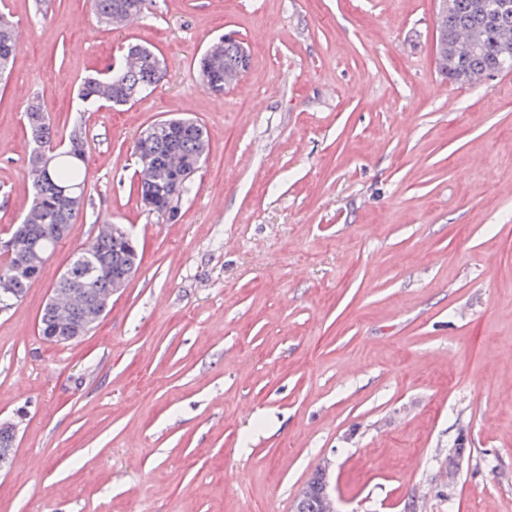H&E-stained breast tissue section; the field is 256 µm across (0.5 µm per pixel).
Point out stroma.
I'll list each match as a JSON object with an SVG mask.
<instances>
[{"instance_id": "35a3bbf8", "label": "stroma", "mask_w": 512, "mask_h": 512, "mask_svg": "<svg viewBox=\"0 0 512 512\" xmlns=\"http://www.w3.org/2000/svg\"><path fill=\"white\" fill-rule=\"evenodd\" d=\"M436 0H147L114 30L90 0H0V233L30 206L24 109L54 132L128 43L146 98L87 113L82 224L0 312V512H294L330 462L342 512H512V72L436 68ZM236 32L224 94L197 61ZM197 119L209 149L180 217L137 194L141 131ZM101 224L142 256L78 342L39 333ZM468 443L447 478L448 451ZM16 53V45L12 34L10 19L0 14V77L9 70Z\"/></svg>"}]
</instances>
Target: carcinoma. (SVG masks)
Wrapping results in <instances>:
<instances>
[{
	"label": "carcinoma",
	"mask_w": 512,
	"mask_h": 512,
	"mask_svg": "<svg viewBox=\"0 0 512 512\" xmlns=\"http://www.w3.org/2000/svg\"><path fill=\"white\" fill-rule=\"evenodd\" d=\"M146 0H92L98 19L106 26L117 29L126 17L143 11ZM512 0H453L448 15L438 22V52L448 56V46L467 43L449 62L445 76L455 81L461 74L479 75L498 72L512 67ZM16 53L10 19L0 14V77L9 70ZM127 53L139 57L135 68L127 71L118 81L112 75L86 78L78 91V98L86 107L125 106L142 98L146 89L155 88L164 78L157 54L150 48L135 44ZM239 66V48L234 42L225 43L218 52L203 53L198 61L199 74L205 85L215 94L224 93V71ZM31 150L28 158L27 180L32 202L21 223L35 226L33 249L24 254L6 255L0 265V280H11L12 291L0 293V307H11L19 301L26 288L34 281L47 255L54 251L61 234L54 226L73 228L83 214L85 200L83 186L87 179L86 153L90 147L84 116H76L67 128L64 139L57 141L40 103L31 102L26 109ZM174 128L161 130L134 146L139 151L136 163L147 174L137 187L144 204L159 208L167 205L173 188L186 196L193 180H184L187 172L200 167L208 148L204 127L197 120L170 118ZM55 149L48 171H43L38 150ZM66 188L73 197L68 205L57 204V196ZM102 258L106 267L102 274L81 289L80 296L69 305L68 319L83 328L94 326L93 317L101 307V299L112 292V283L128 277L139 255L115 243L112 235L97 234L85 243L84 252L73 257L58 279L55 289L68 294L89 262ZM58 317L46 308L40 317L39 331L50 339ZM324 473L318 469L302 488L295 512H329L322 490Z\"/></svg>",
	"instance_id": "obj_1"
}]
</instances>
